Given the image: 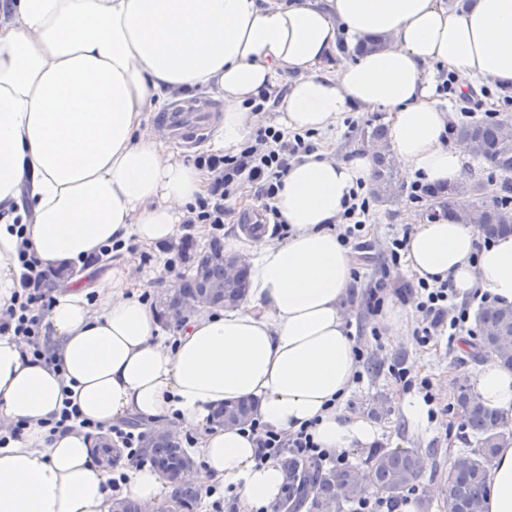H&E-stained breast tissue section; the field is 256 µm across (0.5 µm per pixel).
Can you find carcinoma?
<instances>
[{
	"label": "carcinoma",
	"instance_id": "cac0c4a2",
	"mask_svg": "<svg viewBox=\"0 0 512 512\" xmlns=\"http://www.w3.org/2000/svg\"><path fill=\"white\" fill-rule=\"evenodd\" d=\"M454 135L467 145L470 155L486 160L502 173L512 174V121L509 118H486L467 121L454 129ZM371 140L375 153V175L372 187L374 199L379 203L389 200V191L396 179L395 157L385 144L386 130L383 125L363 131ZM479 187L464 184L458 188L436 189L431 197L439 209H452L456 198ZM459 220L476 225L477 230L488 237L512 233V205L498 200L491 205H481L475 210L456 212ZM203 260L185 275L174 288L175 297L194 299L211 294L219 307H234L244 296L249 270L244 267L236 276L224 275V245L213 240L200 250ZM480 325H490L494 336H480L476 357L482 359L489 349L497 350L494 359L512 370V349L501 350V341H512V306L490 304L477 313ZM454 400L465 427L478 443L476 455L464 450H448V476L440 508L444 512H484V503L490 484L489 464L497 449L512 442V429L502 415L486 408L477 398L471 386L462 381L456 384ZM255 404L241 400L214 411V423L221 426L226 420L242 423L251 417ZM146 456L170 482L173 493L170 500L177 503L180 512H197L201 491L194 484L175 479V474L188 457L177 437L154 441L145 449ZM284 468L291 480V489L281 502L280 512H297L301 507L307 512H345L346 501L336 495V487L356 483L366 475L368 483L388 502L400 498L404 491L420 478L418 451L415 449L386 450L378 448L371 454L367 470L344 468L323 469L311 467L297 459L287 458Z\"/></svg>",
	"mask_w": 512,
	"mask_h": 512
}]
</instances>
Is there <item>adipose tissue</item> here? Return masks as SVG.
<instances>
[{
	"mask_svg": "<svg viewBox=\"0 0 512 512\" xmlns=\"http://www.w3.org/2000/svg\"><path fill=\"white\" fill-rule=\"evenodd\" d=\"M0 23V314L19 287L29 245L45 265L67 267L136 238H174L185 208L208 193L205 172L142 131L175 91L215 87L224 98L211 149L246 141L262 117L250 98L270 100L287 132L332 131L349 113L389 114L387 142L405 181L466 182L469 152L450 142L452 114L439 72L458 94L480 83L512 88V0H10ZM384 37L350 58L339 35ZM373 153L347 158L321 149L292 162L274 205L288 226L258 236L251 281L234 309L187 317L177 336L159 332L124 266L96 286L71 278L43 324L60 369L0 335V418L23 421L0 446V512H112L122 496L159 504L171 488L128 456L99 463L85 429L49 431L64 389L83 418L109 430L123 420L195 434V484L223 485L240 512H274L286 474L259 461L254 436L212 426V411L255 400L268 429L313 423L320 448L336 455L370 447L368 419L342 411L356 370L342 302L355 260L335 229L343 202L370 183ZM32 215L24 232L15 216ZM403 259L415 279L447 280L459 294L480 289L512 305V235L477 243L474 225L436 218L414 225ZM473 389L512 420V371L485 361ZM121 477L113 486V477ZM485 512H512V444L491 463Z\"/></svg>",
	"mask_w": 512,
	"mask_h": 512,
	"instance_id": "ef3b65f1",
	"label": "adipose tissue"
}]
</instances>
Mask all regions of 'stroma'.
I'll return each mask as SVG.
<instances>
[{
  "label": "stroma",
  "instance_id": "obj_1",
  "mask_svg": "<svg viewBox=\"0 0 512 512\" xmlns=\"http://www.w3.org/2000/svg\"><path fill=\"white\" fill-rule=\"evenodd\" d=\"M384 112L350 114L342 121L336 132L316 135L318 147L334 149L337 156L345 157L359 149L361 135L369 125L385 123ZM251 204L238 209L235 200L225 203L229 214L224 225L225 240L236 241L237 253H247L251 245L249 226L259 223L261 203L254 197L251 187L241 190ZM431 198L421 203H412L407 197L405 181H398L388 202L372 203L370 222L365 225L360 238L352 247L356 259V281L343 302L349 330L358 331L357 342L364 351V358L357 364L359 377L353 390L343 400V410L353 416L372 420L380 430L378 447L386 449H418L420 456L429 460L418 483L406 490L397 512H408L419 496L431 495L433 503H440L444 482L448 475L449 450L476 451L477 445L463 428V419L454 407L453 393L457 381L472 379L478 364L471 357V349L463 341L449 343L447 336L436 337L429 344H420L413 329L420 315L414 304L406 302L400 291L411 276L406 266L388 268L387 243L393 236L402 235L406 228L427 220L431 211ZM175 243L160 245L133 244L132 247L96 261L86 273L89 282L98 281L114 263L128 264L129 275L145 283L144 292L148 304H155L159 292L176 287L185 272L184 261L177 258ZM174 261V270H166V261ZM387 281L384 299L403 306L409 315L411 331L395 338L383 326L379 313L367 305L368 291L379 281ZM410 368L412 375L429 378L433 384L436 417L430 422V433L419 436L412 432L398 400L405 395L403 384L393 375L392 366Z\"/></svg>",
  "mask_w": 512,
  "mask_h": 512
}]
</instances>
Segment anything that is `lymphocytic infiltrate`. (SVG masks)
<instances>
[{"label":"lymphocytic infiltrate","mask_w":512,"mask_h":512,"mask_svg":"<svg viewBox=\"0 0 512 512\" xmlns=\"http://www.w3.org/2000/svg\"><path fill=\"white\" fill-rule=\"evenodd\" d=\"M314 149L308 135L288 134L270 125H260L235 153L196 156V166L205 169L211 177V189L207 196L188 206L187 223L207 224L213 234H220L224 229L225 199L236 195L246 183L260 199L266 223H279L280 215L273 200L282 186L281 177L291 161ZM17 259L21 269L20 287L12 297V305L0 314V334L7 333L25 341L34 359L54 363L55 358L42 333L43 318L52 303L50 272L29 248L20 249ZM411 295L423 314L415 330L420 343H429L442 332L454 337L466 331L467 302L460 299L449 282H418L412 286ZM247 427L256 436L260 459H275L288 453L314 464L327 460L337 468L347 464L345 455L328 457L315 442L309 426H301L289 434L280 433L266 429L254 419Z\"/></svg>","instance_id":"1"}]
</instances>
